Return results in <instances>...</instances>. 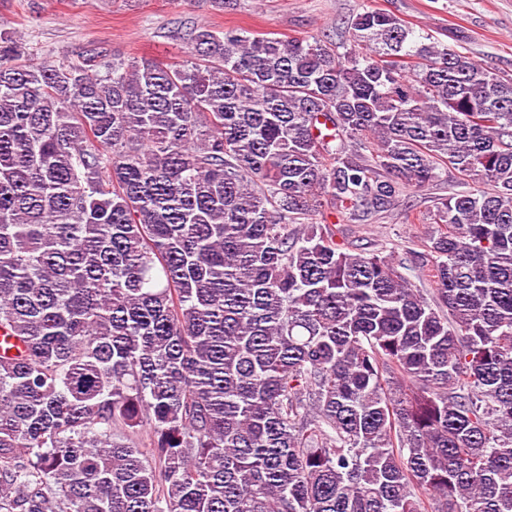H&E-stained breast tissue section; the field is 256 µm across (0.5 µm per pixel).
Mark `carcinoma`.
Returning <instances> with one entry per match:
<instances>
[{
  "label": "carcinoma",
  "mask_w": 512,
  "mask_h": 512,
  "mask_svg": "<svg viewBox=\"0 0 512 512\" xmlns=\"http://www.w3.org/2000/svg\"><path fill=\"white\" fill-rule=\"evenodd\" d=\"M348 34L0 30V512H512V77ZM450 172L490 189L419 217L427 294L313 222Z\"/></svg>",
  "instance_id": "1"
}]
</instances>
